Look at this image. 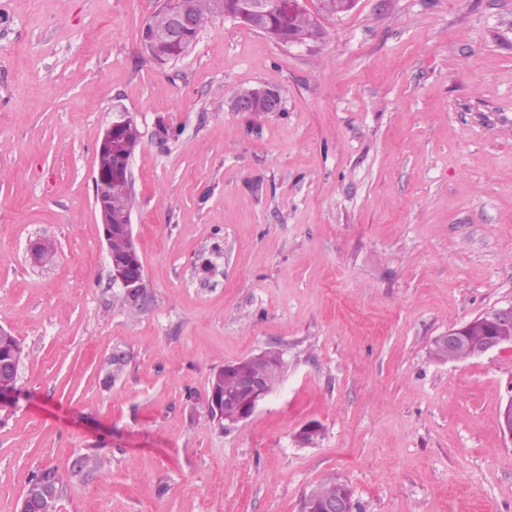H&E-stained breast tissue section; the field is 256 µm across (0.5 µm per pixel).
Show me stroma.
Returning <instances> with one entry per match:
<instances>
[{"mask_svg": "<svg viewBox=\"0 0 512 512\" xmlns=\"http://www.w3.org/2000/svg\"><path fill=\"white\" fill-rule=\"evenodd\" d=\"M158 6L0 0V327L26 350L0 512L89 448L107 471L58 512H301L326 476L354 512H512V348L428 355L512 305V0H358L292 46L216 19L163 67L139 38ZM262 83L281 111L232 110ZM119 107L143 134L130 312L92 181ZM268 349L287 372L222 428L210 377Z\"/></svg>", "mask_w": 512, "mask_h": 512, "instance_id": "stroma-1", "label": "stroma"}]
</instances>
